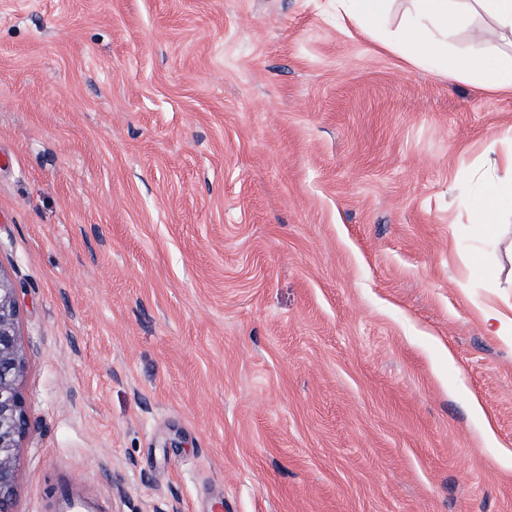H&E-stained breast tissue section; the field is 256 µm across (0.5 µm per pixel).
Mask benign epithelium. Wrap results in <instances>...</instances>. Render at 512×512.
<instances>
[{
    "label": "benign epithelium",
    "instance_id": "obj_1",
    "mask_svg": "<svg viewBox=\"0 0 512 512\" xmlns=\"http://www.w3.org/2000/svg\"><path fill=\"white\" fill-rule=\"evenodd\" d=\"M16 288L0 273V512H10L16 493L19 448L29 420L19 390L26 352L18 329Z\"/></svg>",
    "mask_w": 512,
    "mask_h": 512
}]
</instances>
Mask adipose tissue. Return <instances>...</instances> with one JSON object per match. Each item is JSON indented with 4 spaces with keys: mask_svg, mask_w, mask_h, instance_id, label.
Wrapping results in <instances>:
<instances>
[{
    "mask_svg": "<svg viewBox=\"0 0 512 512\" xmlns=\"http://www.w3.org/2000/svg\"><path fill=\"white\" fill-rule=\"evenodd\" d=\"M415 9L396 39L387 43V50L411 62L425 60L439 64L441 43L439 34L455 27L463 11H480L488 15L493 24L479 29L477 36L492 42L502 35L512 34V0H414ZM467 74L481 78L488 90L512 91V71L504 69L490 55L475 56L468 48H459L456 62L446 69L445 77L455 79Z\"/></svg>",
    "mask_w": 512,
    "mask_h": 512,
    "instance_id": "ef3b65f1",
    "label": "adipose tissue"
}]
</instances>
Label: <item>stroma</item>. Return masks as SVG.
<instances>
[{
    "instance_id": "35a3bbf8",
    "label": "stroma",
    "mask_w": 512,
    "mask_h": 512,
    "mask_svg": "<svg viewBox=\"0 0 512 512\" xmlns=\"http://www.w3.org/2000/svg\"><path fill=\"white\" fill-rule=\"evenodd\" d=\"M464 15L449 49L493 51ZM512 95L336 0H0V271L31 430L114 512H512ZM482 415H475L473 403ZM500 180L487 182L480 191L477 203L473 207L459 211L457 221L460 224H476L489 227L496 223V213L501 199ZM482 317L490 333L495 336H510L512 340V317L509 318L493 306L484 307Z\"/></svg>"
}]
</instances>
